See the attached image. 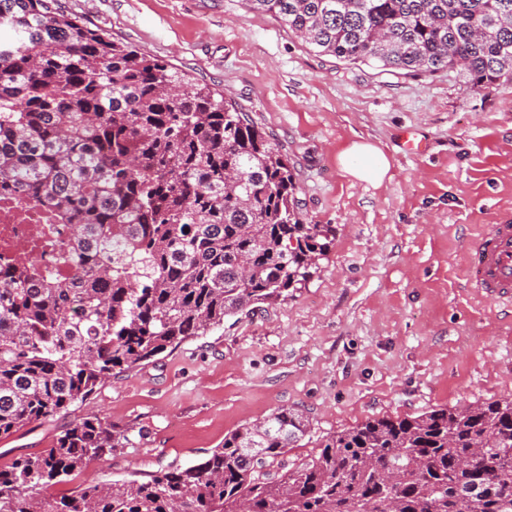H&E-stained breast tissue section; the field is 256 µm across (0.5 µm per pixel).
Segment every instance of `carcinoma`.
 Segmentation results:
<instances>
[{
  "label": "carcinoma",
  "instance_id": "obj_1",
  "mask_svg": "<svg viewBox=\"0 0 512 512\" xmlns=\"http://www.w3.org/2000/svg\"><path fill=\"white\" fill-rule=\"evenodd\" d=\"M245 2L340 61L512 81V0ZM1 29L0 197L79 225L71 274L32 258L0 288L3 438L287 297L335 229L303 222L288 157L210 87L55 0H0ZM308 426L279 407L201 463L41 496L129 444L86 418L0 469V512H512V398L371 418L289 461Z\"/></svg>",
  "mask_w": 512,
  "mask_h": 512
}]
</instances>
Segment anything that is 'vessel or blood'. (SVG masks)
Here are the masks:
<instances>
[{"label":"vessel or blood","instance_id":"b4317fda","mask_svg":"<svg viewBox=\"0 0 512 512\" xmlns=\"http://www.w3.org/2000/svg\"><path fill=\"white\" fill-rule=\"evenodd\" d=\"M467 276L473 288L512 305V218L491 225L471 246Z\"/></svg>","mask_w":512,"mask_h":512}]
</instances>
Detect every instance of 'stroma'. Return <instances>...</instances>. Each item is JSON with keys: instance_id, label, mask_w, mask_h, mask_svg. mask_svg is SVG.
Segmentation results:
<instances>
[{"instance_id": "35a3bbf8", "label": "stroma", "mask_w": 512, "mask_h": 512, "mask_svg": "<svg viewBox=\"0 0 512 512\" xmlns=\"http://www.w3.org/2000/svg\"><path fill=\"white\" fill-rule=\"evenodd\" d=\"M94 29L208 85L270 131L300 187L306 223L335 240L305 288L117 373L67 413L0 438V466L107 417L135 445L43 488L203 462L227 432L288 406L322 438L383 415L512 397V310L463 284L471 242L512 213V82L478 92L317 53L244 0H60ZM414 133L427 149L402 148ZM366 141L392 159L372 186L339 154Z\"/></svg>"}]
</instances>
